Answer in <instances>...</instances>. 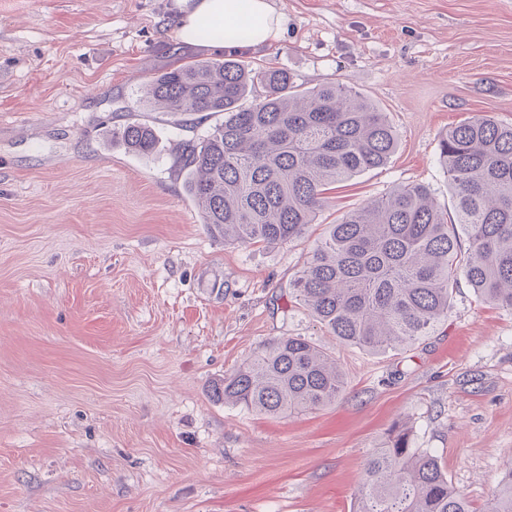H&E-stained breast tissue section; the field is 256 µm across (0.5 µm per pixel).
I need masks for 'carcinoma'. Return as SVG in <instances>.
<instances>
[{"instance_id": "1", "label": "carcinoma", "mask_w": 512, "mask_h": 512, "mask_svg": "<svg viewBox=\"0 0 512 512\" xmlns=\"http://www.w3.org/2000/svg\"><path fill=\"white\" fill-rule=\"evenodd\" d=\"M263 93L246 106L256 86ZM144 102L173 115L222 114L180 146L176 167L210 231L226 243L277 246L317 223L330 186L381 168L397 148L386 114L341 84L303 89L282 68L234 57L196 61L154 76ZM118 135L155 152L147 123ZM455 219L421 184L398 185L328 224L293 282L295 297L341 344L379 354L404 350L448 320L464 277L482 303L512 310V125L490 114L451 128L439 144ZM467 246H462V242ZM336 356L294 336L265 342L212 396L285 418L336 402ZM354 512H471L438 458L398 426L367 455ZM487 512H512V469Z\"/></svg>"}]
</instances>
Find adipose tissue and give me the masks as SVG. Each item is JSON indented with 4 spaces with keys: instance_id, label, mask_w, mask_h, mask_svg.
Instances as JSON below:
<instances>
[{
    "instance_id": "adipose-tissue-1",
    "label": "adipose tissue",
    "mask_w": 512,
    "mask_h": 512,
    "mask_svg": "<svg viewBox=\"0 0 512 512\" xmlns=\"http://www.w3.org/2000/svg\"><path fill=\"white\" fill-rule=\"evenodd\" d=\"M176 21L177 37L190 45L197 44L195 29L200 20L208 19L223 25L225 31L247 27L250 36L246 45L260 49L275 40L281 31L284 16L271 0H180Z\"/></svg>"
}]
</instances>
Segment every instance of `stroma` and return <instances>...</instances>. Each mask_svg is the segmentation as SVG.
Segmentation results:
<instances>
[{
	"label": "stroma",
	"instance_id": "stroma-1",
	"mask_svg": "<svg viewBox=\"0 0 512 512\" xmlns=\"http://www.w3.org/2000/svg\"><path fill=\"white\" fill-rule=\"evenodd\" d=\"M272 2L282 31L244 59L361 93L398 145L303 237L263 247L214 237L175 166L215 117L141 98L224 55L176 39L178 0H0V512H353L402 423L473 512L512 467V311L463 283L431 336L375 355L291 287L323 225L393 186L452 210L441 137L484 112L512 123V0ZM132 118L159 131L154 154L113 139ZM280 336L336 356V402L271 418L213 399Z\"/></svg>",
	"mask_w": 512,
	"mask_h": 512
}]
</instances>
